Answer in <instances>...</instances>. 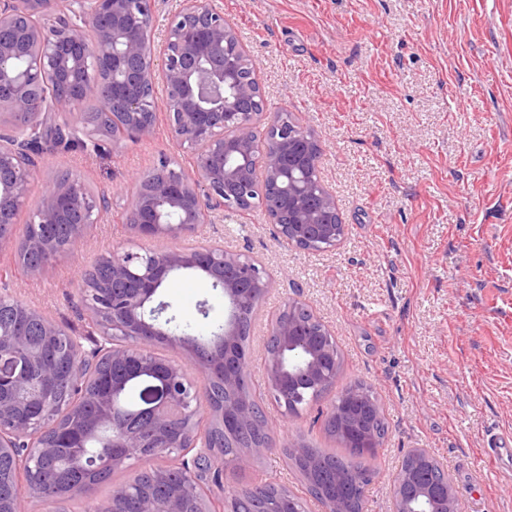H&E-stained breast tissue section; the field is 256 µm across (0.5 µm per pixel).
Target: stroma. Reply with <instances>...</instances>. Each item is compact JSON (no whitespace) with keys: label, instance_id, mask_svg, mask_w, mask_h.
<instances>
[{"label":"stroma","instance_id":"obj_1","mask_svg":"<svg viewBox=\"0 0 512 512\" xmlns=\"http://www.w3.org/2000/svg\"><path fill=\"white\" fill-rule=\"evenodd\" d=\"M258 67L264 109L304 121L322 145L320 172L347 231L336 249L304 251L262 208L226 209L191 243L223 241L258 261L270 288L252 320L251 391L275 420L252 468L227 466L213 500L258 482L327 512L281 450L298 441L339 450L325 431L329 398L283 417L264 368L272 317L308 303L341 353L335 391L370 387L388 423L364 512H393L402 459L442 462L460 512H512V467L492 466L489 433H512V0H216ZM192 153L165 119L152 138L102 149L47 147L36 179L69 172L111 207L77 254L32 274L0 249V295L42 312L90 344L79 270L131 238L122 215L137 173ZM159 298L179 319L215 318L224 298L203 276L173 275Z\"/></svg>","mask_w":512,"mask_h":512}]
</instances>
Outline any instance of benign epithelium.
I'll return each mask as SVG.
<instances>
[{"label":"benign epithelium","instance_id":"7a95c632","mask_svg":"<svg viewBox=\"0 0 512 512\" xmlns=\"http://www.w3.org/2000/svg\"><path fill=\"white\" fill-rule=\"evenodd\" d=\"M152 0H0V110L30 124V131L0 130V247L16 254L65 258L83 242L90 225L108 210L105 194L84 180L60 173L49 180L32 210L31 223L43 227L66 224L63 245L43 233L14 238L15 217L28 203L35 182L41 132L60 119L79 135L70 145L98 149L110 140L120 143L127 131L133 138L150 137L158 107H164L175 140L192 150L195 178L169 168L166 161L133 178L137 192L125 221L135 237L178 239L207 224L211 213L231 208L248 213L256 205L275 224L284 241L297 248L328 251L344 240L346 225L335 195L322 180L312 184L308 160L319 159L315 134L301 120L287 124L282 114L262 112L252 104L261 98L257 66L243 48L233 25L214 0H183L170 20L163 48L151 41ZM92 104L109 121L79 126L70 118ZM178 271L198 272L224 296V323L208 342L170 330L162 318L159 289ZM84 305L101 336L87 350L81 341L51 318L28 309L39 324L42 339L67 341L77 371L99 359L123 358L132 351L134 366L160 380L147 409L162 432L150 440L132 432L119 419L115 395L120 384L90 396L93 412L83 417L111 431L112 457L88 455L89 469L112 470L165 457H181V493L159 501L142 497L141 512H220L200 488L202 474L218 479L224 464L208 448L198 424L203 392L191 383L177 360H162L152 351L160 339L182 351L205 378L222 364L219 382L224 401L213 417L233 425L239 443L232 457L238 468L251 467L267 445L251 434L271 430L262 423L247 386L249 365L228 366L244 335L246 312L269 288L263 267L221 245L142 250L118 247L80 272ZM126 344L113 346L114 337ZM265 370L270 395L279 405L308 406L330 387L336 373L332 333L313 309L296 299L271 320ZM54 370L44 365L28 333L15 331L0 340V450L15 459V482L25 481L28 498L41 496L53 482L44 471L39 482L29 480L32 463L55 453L54 431L72 435L75 429L60 419L77 415L76 399L63 402L53 390ZM336 420L352 431L349 446L368 453L378 437L362 429L351 410L336 412ZM196 450L192 460L185 455ZM445 497L419 485L412 468L393 481L395 512L406 507L412 492L423 494L421 512H457L448 472L440 471ZM25 497V498H27ZM25 498L16 493L8 512H25Z\"/></svg>","mask_w":512,"mask_h":512}]
</instances>
